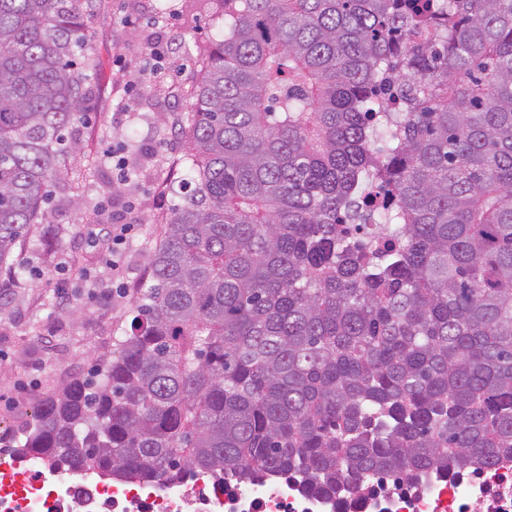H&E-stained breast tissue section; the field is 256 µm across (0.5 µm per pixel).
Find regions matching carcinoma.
Here are the masks:
<instances>
[{"instance_id": "obj_1", "label": "carcinoma", "mask_w": 512, "mask_h": 512, "mask_svg": "<svg viewBox=\"0 0 512 512\" xmlns=\"http://www.w3.org/2000/svg\"><path fill=\"white\" fill-rule=\"evenodd\" d=\"M129 329L0 436L125 479L455 478L512 454V0H215ZM108 0H0V265L48 222ZM377 181L398 207L344 228Z\"/></svg>"}]
</instances>
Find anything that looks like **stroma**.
<instances>
[{
	"label": "stroma",
	"instance_id": "1",
	"mask_svg": "<svg viewBox=\"0 0 512 512\" xmlns=\"http://www.w3.org/2000/svg\"><path fill=\"white\" fill-rule=\"evenodd\" d=\"M86 35L102 67L98 95L71 138L86 153L64 156L68 174L52 188L50 221L30 225L12 263L0 265V427L31 419L37 399L87 373L121 336L148 275L163 217L177 199L164 171L181 157L173 128L185 120L201 59L217 22L206 0H109ZM165 46L160 61L150 51ZM137 155L118 182L109 153ZM123 214L134 230L118 267L91 236Z\"/></svg>",
	"mask_w": 512,
	"mask_h": 512
}]
</instances>
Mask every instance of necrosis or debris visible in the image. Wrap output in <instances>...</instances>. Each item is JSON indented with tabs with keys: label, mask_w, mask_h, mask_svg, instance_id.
<instances>
[{
	"label": "necrosis or debris",
	"mask_w": 512,
	"mask_h": 512,
	"mask_svg": "<svg viewBox=\"0 0 512 512\" xmlns=\"http://www.w3.org/2000/svg\"><path fill=\"white\" fill-rule=\"evenodd\" d=\"M364 481L369 493L341 510L285 478L198 471L176 482L106 481L0 447V512H512L511 459L455 480L432 473L412 485L369 473Z\"/></svg>",
	"instance_id": "obj_1"
}]
</instances>
